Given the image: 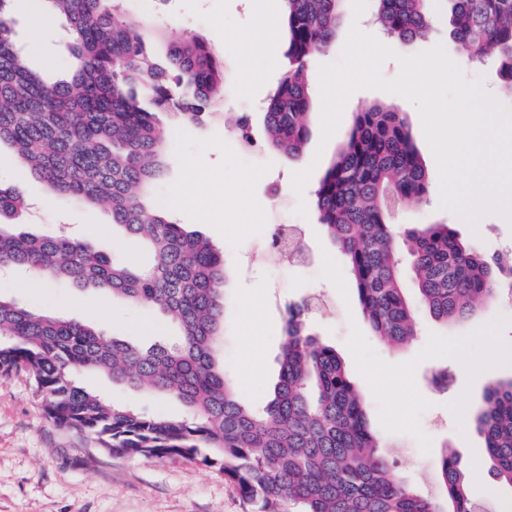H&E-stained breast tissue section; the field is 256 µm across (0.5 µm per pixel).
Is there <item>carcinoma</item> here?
<instances>
[{
  "label": "carcinoma",
  "mask_w": 512,
  "mask_h": 512,
  "mask_svg": "<svg viewBox=\"0 0 512 512\" xmlns=\"http://www.w3.org/2000/svg\"><path fill=\"white\" fill-rule=\"evenodd\" d=\"M64 16L62 51L72 74L47 80L13 41L11 0H0V144H8L54 191L105 205L112 224L150 253L131 267L64 234L40 236L0 224V265L92 287L148 305L180 329L175 344L142 349L72 319L0 294V375L25 370L57 426L94 435L116 456H180L215 467L247 512H474L458 457L438 460L445 500L410 490L369 427L336 349L307 332L303 303L288 309L279 380L265 406L243 405L216 359L224 321V255L208 239L146 202L163 177L160 114L204 120L224 90V69L202 39L151 54L112 0H47ZM287 65L266 112L269 145L296 156L308 141L312 58L331 50L344 0H280ZM375 20L402 42L427 39L433 0H373ZM450 36L470 60L491 57L512 95V0H450ZM429 197V176L402 115L382 105L355 113L315 190L317 218L344 252L374 335L401 345L414 335L400 276L412 258L420 303L437 320L468 318L474 301L500 291L506 267L463 244L447 224L396 233L394 211ZM25 207L0 185V218ZM173 396L190 410L175 420L120 405L74 372ZM495 475L512 484V380L487 387L475 419Z\"/></svg>",
  "instance_id": "carcinoma-1"
}]
</instances>
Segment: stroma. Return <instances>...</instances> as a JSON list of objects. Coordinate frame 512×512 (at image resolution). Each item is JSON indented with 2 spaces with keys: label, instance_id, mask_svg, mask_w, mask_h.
<instances>
[{
  "label": "stroma",
  "instance_id": "obj_1",
  "mask_svg": "<svg viewBox=\"0 0 512 512\" xmlns=\"http://www.w3.org/2000/svg\"><path fill=\"white\" fill-rule=\"evenodd\" d=\"M129 18L145 24L147 43L157 60H164L169 42L203 39L224 68V93L199 123L168 114L163 126L169 137L163 156L164 176L154 186L152 200L165 206L174 186L195 180L217 216L200 223L189 210L171 213L173 222L208 238L224 255L232 272L224 290V322L217 360L234 383L240 400L265 403L278 378L284 343V317L289 305L323 299L311 309L307 327L334 347L357 388L381 450L396 461L406 485L416 493L442 494L437 462L451 446L476 497L489 499L494 512H512V486L496 478L484 450V439L471 424L485 388L512 376V299L481 300L468 319L443 324L418 305L417 282L410 263L402 265V285L415 302L417 334L406 345L390 347L370 330L345 258L331 244L315 211L314 189L334 157L354 112L364 104L391 105L403 112L430 180V196L418 208L398 211L396 225L446 224L460 240L475 245L491 260L512 265V222L489 213L469 227L439 208V178L435 159L424 137L415 106L402 96L359 89L348 98L339 128L328 143L320 141V120L312 118L304 151L290 158L271 149L265 125L270 94L282 65L264 66L249 56L247 39L257 33L253 0H123ZM46 0H13L15 40L29 65L56 79L69 72V60L59 50L66 35L65 20L40 27L38 16ZM433 30L423 42L402 43L380 34L371 11L354 17L342 9L335 50L315 56L309 65L335 61L351 25L376 36L399 56H413L443 44L467 78H482L486 91L504 106V93L491 62L462 58L449 35V6L434 0ZM310 168L302 194L292 187L294 171ZM0 183L26 200L44 199L42 207L21 213L17 223L39 235L65 232L114 258L140 263L136 242L112 229L108 209L88 206L53 191L34 178L9 147L0 148ZM305 202L307 214L295 213ZM301 229L311 262H274L265 248L276 225ZM0 293L21 304L58 316L99 326L107 335L148 346L174 341V327L163 323L149 307L122 299H101L59 281L33 277L30 287H18L14 277L0 274ZM446 370L448 383L436 386L432 375ZM86 386L114 403L145 406L175 419L188 418L175 398L113 386L99 374H80ZM0 512H245L236 486L223 473L183 457L146 460L115 457L99 451L94 436L55 426L42 410L29 375L22 370L0 376Z\"/></svg>",
  "mask_w": 512,
  "mask_h": 512
}]
</instances>
